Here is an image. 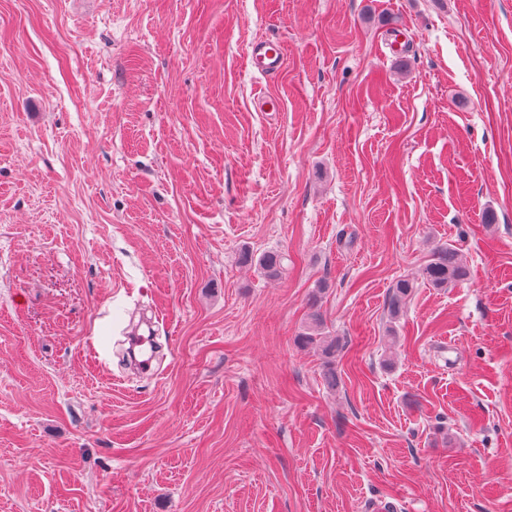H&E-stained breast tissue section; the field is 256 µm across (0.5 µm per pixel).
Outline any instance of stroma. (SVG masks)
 <instances>
[{"mask_svg": "<svg viewBox=\"0 0 512 512\" xmlns=\"http://www.w3.org/2000/svg\"><path fill=\"white\" fill-rule=\"evenodd\" d=\"M381 506L512 512V0H0V512ZM282 46L274 41H263L252 47L250 62L254 69L265 77L277 75L283 65ZM422 280L435 288H446L463 281L468 269L455 249L444 246L434 250L432 258L421 271ZM413 288H415L414 280L410 279H399L393 284L388 304L391 317L396 318L399 316ZM323 326L322 315L316 308L310 315V325L308 332H305L299 337V341L303 345H319L322 347V352L325 358L323 366V375L327 386L334 390L339 385V379L336 375V368L334 366L333 358L335 357L336 350L339 346L336 339L327 341L326 336H319L320 328Z\"/></svg>", "mask_w": 512, "mask_h": 512, "instance_id": "1", "label": "stroma"}]
</instances>
